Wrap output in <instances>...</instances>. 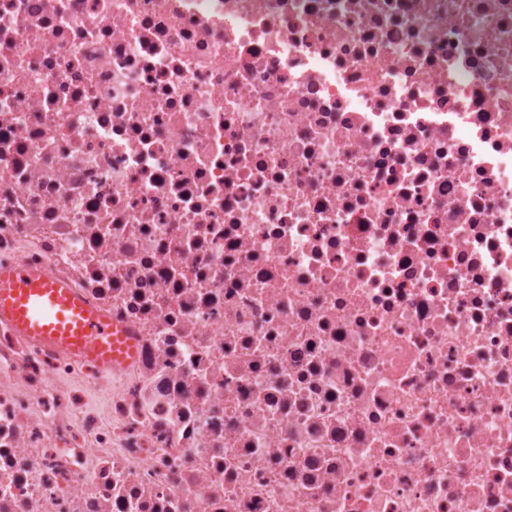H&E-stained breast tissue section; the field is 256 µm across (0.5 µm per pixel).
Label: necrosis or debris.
Instances as JSON below:
<instances>
[{
  "label": "necrosis or debris",
  "mask_w": 512,
  "mask_h": 512,
  "mask_svg": "<svg viewBox=\"0 0 512 512\" xmlns=\"http://www.w3.org/2000/svg\"><path fill=\"white\" fill-rule=\"evenodd\" d=\"M0 512H512V0H0ZM0 316L24 336H33L96 360L101 366H128L134 350L121 330L89 309L66 285L19 262L0 269Z\"/></svg>",
  "instance_id": "obj_1"
}]
</instances>
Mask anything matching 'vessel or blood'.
<instances>
[{"label":"vessel or blood","instance_id":"b4317fda","mask_svg":"<svg viewBox=\"0 0 512 512\" xmlns=\"http://www.w3.org/2000/svg\"><path fill=\"white\" fill-rule=\"evenodd\" d=\"M0 316L23 335L71 348L108 368L129 365L134 355L106 316L89 309L62 282L21 262L0 269Z\"/></svg>","mask_w":512,"mask_h":512}]
</instances>
